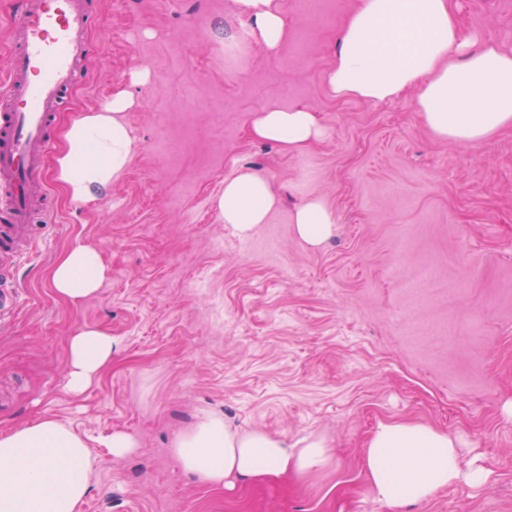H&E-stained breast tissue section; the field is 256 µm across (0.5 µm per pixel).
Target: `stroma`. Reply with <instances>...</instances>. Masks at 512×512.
Masks as SVG:
<instances>
[{"instance_id": "35a3bbf8", "label": "stroma", "mask_w": 512, "mask_h": 512, "mask_svg": "<svg viewBox=\"0 0 512 512\" xmlns=\"http://www.w3.org/2000/svg\"><path fill=\"white\" fill-rule=\"evenodd\" d=\"M280 0L277 53L225 56L246 18L238 0H89L95 63L64 126L119 90L138 149L110 193L69 201L14 276L0 315V430L38 416L81 435L97 459L81 512H512V127L472 146L438 138L415 93L386 102L332 97L325 75L358 0L305 14ZM466 31L512 53V0H453ZM316 111L324 137L302 153L253 139L271 107ZM265 177L277 204L246 238L221 220L226 179ZM336 219L319 247L294 232L306 198ZM107 269L80 306L49 280L70 247ZM110 333L111 365L82 395L65 387L68 343ZM203 411L243 428L324 437L329 469L218 491L171 457ZM419 422L456 437L490 470L394 507L368 489L365 444L379 423ZM136 454L113 457V432Z\"/></svg>"}]
</instances>
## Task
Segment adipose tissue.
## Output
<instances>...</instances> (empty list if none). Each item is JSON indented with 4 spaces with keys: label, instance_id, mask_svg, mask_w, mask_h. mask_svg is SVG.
Masks as SVG:
<instances>
[{
    "label": "adipose tissue",
    "instance_id": "1",
    "mask_svg": "<svg viewBox=\"0 0 512 512\" xmlns=\"http://www.w3.org/2000/svg\"><path fill=\"white\" fill-rule=\"evenodd\" d=\"M239 3L251 40L279 50L287 32L279 0ZM325 81L333 97L374 102L416 90L427 126L459 145L512 126V53L466 33L452 0H360L342 27ZM132 105L119 92L65 126L54 173L72 202L105 197L129 166L137 143L124 114ZM250 133L299 153L322 138L324 128L311 109L272 107L255 116ZM275 204L267 180L242 172L225 180L219 210L222 221L245 237L266 222ZM293 222L312 246L335 232L333 214L316 198L297 208ZM105 273L99 252L77 244L55 262L50 280L58 296L78 306L97 294ZM115 350L106 331L79 327L69 341L68 392L83 393ZM170 452L185 472L224 490L272 477H305L332 464L324 437L291 440L244 430L223 414L205 411L175 435ZM95 465L84 440L56 419L39 416L1 430L0 512H79ZM366 465L371 494L396 506L427 501L456 482L479 486L488 478L482 466L464 465L456 438L423 423L379 424L366 444Z\"/></svg>",
    "mask_w": 512,
    "mask_h": 512
}]
</instances>
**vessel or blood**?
Wrapping results in <instances>:
<instances>
[{
    "mask_svg": "<svg viewBox=\"0 0 512 512\" xmlns=\"http://www.w3.org/2000/svg\"><path fill=\"white\" fill-rule=\"evenodd\" d=\"M87 0H23L11 28L9 80L0 90V254L21 259L53 215L43 160L68 95L93 58Z\"/></svg>",
    "mask_w": 512,
    "mask_h": 512,
    "instance_id": "b4317fda",
    "label": "vessel or blood"
}]
</instances>
